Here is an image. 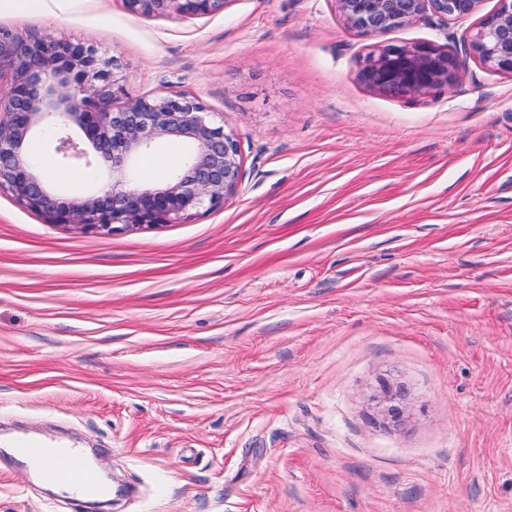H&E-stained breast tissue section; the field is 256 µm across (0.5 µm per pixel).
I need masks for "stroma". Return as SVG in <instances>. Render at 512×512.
<instances>
[{"label": "stroma", "instance_id": "stroma-1", "mask_svg": "<svg viewBox=\"0 0 512 512\" xmlns=\"http://www.w3.org/2000/svg\"><path fill=\"white\" fill-rule=\"evenodd\" d=\"M46 2L0 30L115 58L116 105L196 97L240 186L114 235L0 191V425L88 441L137 489L111 512H512V76L469 38L496 0L385 35L453 59L418 96L361 80L334 0ZM87 509L0 447V512ZM127 8L145 16L178 14L207 15L224 9L229 0H124ZM397 393H393L390 389H386L382 396L377 397L379 412L384 419L390 421L394 425H402L409 417V410L406 405L401 402V398Z\"/></svg>", "mask_w": 512, "mask_h": 512}]
</instances>
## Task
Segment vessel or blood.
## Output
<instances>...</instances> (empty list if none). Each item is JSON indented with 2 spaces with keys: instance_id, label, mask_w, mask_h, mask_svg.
<instances>
[{
  "instance_id": "1",
  "label": "vessel or blood",
  "mask_w": 512,
  "mask_h": 512,
  "mask_svg": "<svg viewBox=\"0 0 512 512\" xmlns=\"http://www.w3.org/2000/svg\"><path fill=\"white\" fill-rule=\"evenodd\" d=\"M7 445L18 462L38 466L39 476L45 484H62L81 495L98 494L105 490L98 469L77 448L22 435L8 440ZM53 453L61 456L62 466L48 464L47 459Z\"/></svg>"
}]
</instances>
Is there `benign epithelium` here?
<instances>
[{
  "label": "benign epithelium",
  "mask_w": 512,
  "mask_h": 512,
  "mask_svg": "<svg viewBox=\"0 0 512 512\" xmlns=\"http://www.w3.org/2000/svg\"><path fill=\"white\" fill-rule=\"evenodd\" d=\"M229 0H125L145 16L207 15ZM346 26L364 37L384 35L434 16L449 23L476 14L482 0H336ZM471 47L487 68L512 75V0H497L471 35ZM113 60L83 44L40 34L26 38L0 30V190L51 224L121 233L172 224L199 209L221 208L240 182L237 138L209 119L193 96L174 92L157 99H129L114 107ZM454 62L428 43L386 44L364 58L363 81L378 90L424 94L447 85ZM57 141L55 151L79 165L94 156L109 163L112 176L68 198L58 196L45 174L30 162L34 128ZM190 145L183 165L164 183L135 176L138 157L153 144ZM379 412L402 425L409 410L387 389Z\"/></svg>",
  "instance_id": "benign-epithelium-1"
}]
</instances>
